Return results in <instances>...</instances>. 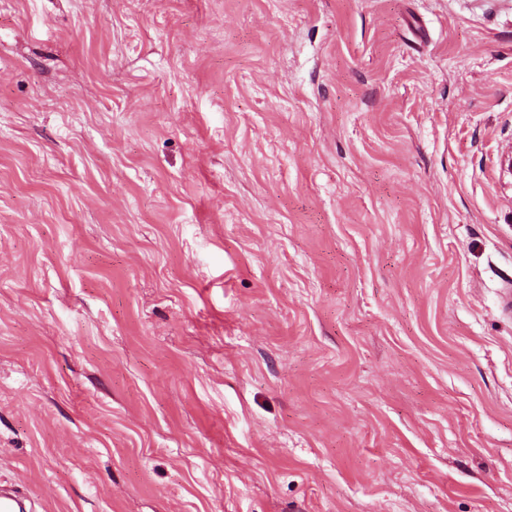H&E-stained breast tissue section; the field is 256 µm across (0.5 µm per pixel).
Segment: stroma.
<instances>
[{
    "label": "stroma",
    "instance_id": "obj_1",
    "mask_svg": "<svg viewBox=\"0 0 512 512\" xmlns=\"http://www.w3.org/2000/svg\"><path fill=\"white\" fill-rule=\"evenodd\" d=\"M512 0H0V488L25 512H512Z\"/></svg>",
    "mask_w": 512,
    "mask_h": 512
}]
</instances>
